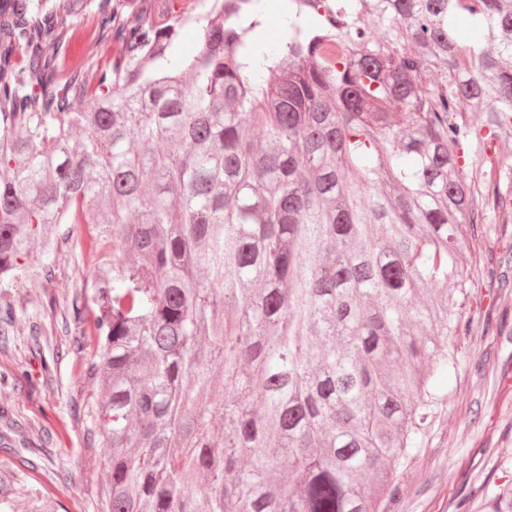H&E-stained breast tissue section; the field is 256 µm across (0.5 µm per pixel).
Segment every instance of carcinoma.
<instances>
[{
	"label": "carcinoma",
	"mask_w": 512,
	"mask_h": 512,
	"mask_svg": "<svg viewBox=\"0 0 512 512\" xmlns=\"http://www.w3.org/2000/svg\"><path fill=\"white\" fill-rule=\"evenodd\" d=\"M223 2L186 61L157 0H0V283L91 259L105 512H379L468 327L467 228L512 201V0H280L273 49L266 0ZM89 6L111 54L65 74ZM32 467L0 512H50ZM279 1L266 0V17L263 30L260 32L259 38L266 46H274L277 44L276 30H279V22L281 20L280 10L278 8Z\"/></svg>",
	"instance_id": "carcinoma-1"
}]
</instances>
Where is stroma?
Segmentation results:
<instances>
[{
	"label": "stroma",
	"instance_id": "1",
	"mask_svg": "<svg viewBox=\"0 0 512 512\" xmlns=\"http://www.w3.org/2000/svg\"><path fill=\"white\" fill-rule=\"evenodd\" d=\"M477 233L474 266L512 251V210L478 225ZM42 262L32 247L26 274L0 289L17 311L10 342L0 346V407L22 423L17 451L39 463L37 479L64 474L65 485L50 492L55 512H102L110 475L103 448L91 442L88 410L98 388L85 364L93 349L77 341L66 321L91 264L61 247L47 281ZM459 304L468 330L448 341L454 359L435 382L439 401L383 512H483L488 494L512 483V335L491 330L501 319L512 322V288L473 275Z\"/></svg>",
	"mask_w": 512,
	"mask_h": 512
}]
</instances>
